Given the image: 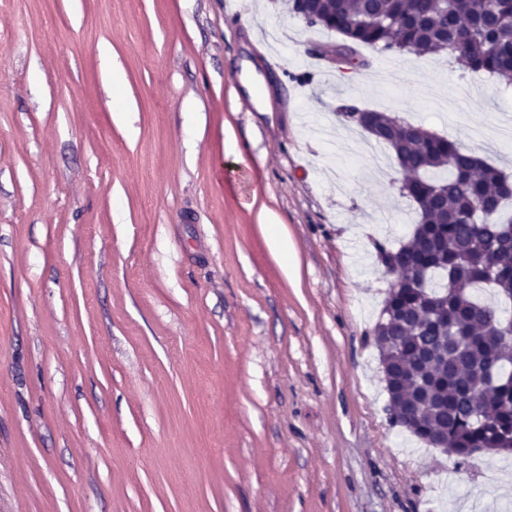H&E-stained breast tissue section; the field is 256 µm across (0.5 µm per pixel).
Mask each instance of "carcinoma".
Segmentation results:
<instances>
[{
	"label": "carcinoma",
	"mask_w": 512,
	"mask_h": 512,
	"mask_svg": "<svg viewBox=\"0 0 512 512\" xmlns=\"http://www.w3.org/2000/svg\"><path fill=\"white\" fill-rule=\"evenodd\" d=\"M309 26L335 31L355 71L359 48L448 53L469 70L512 81V0H291ZM399 168L411 174L407 198L419 219L394 250L404 271L391 287L374 335L386 366L391 421L425 444L440 430L445 452L512 451V350L498 346L512 324L475 291L492 285L512 300V241L501 209L509 178L455 143L371 111Z\"/></svg>",
	"instance_id": "carcinoma-1"
}]
</instances>
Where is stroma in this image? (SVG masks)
Segmentation results:
<instances>
[{
	"label": "stroma",
	"mask_w": 512,
	"mask_h": 512,
	"mask_svg": "<svg viewBox=\"0 0 512 512\" xmlns=\"http://www.w3.org/2000/svg\"><path fill=\"white\" fill-rule=\"evenodd\" d=\"M334 38L288 0H0V512H512V457L389 422L376 247L418 214L335 113L512 176V84Z\"/></svg>",
	"instance_id": "35a3bbf8"
}]
</instances>
